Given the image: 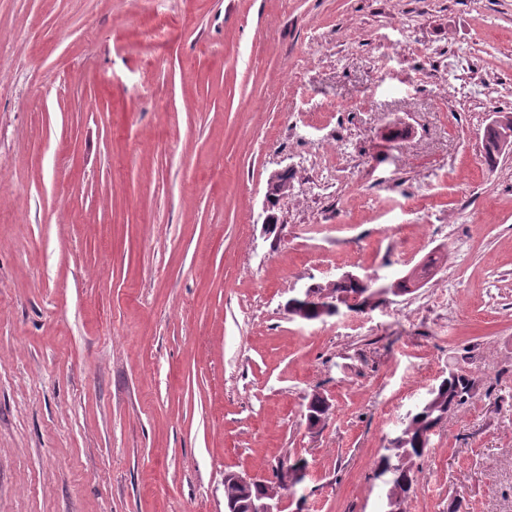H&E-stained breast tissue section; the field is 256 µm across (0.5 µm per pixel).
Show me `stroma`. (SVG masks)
I'll use <instances>...</instances> for the list:
<instances>
[{
  "mask_svg": "<svg viewBox=\"0 0 512 512\" xmlns=\"http://www.w3.org/2000/svg\"><path fill=\"white\" fill-rule=\"evenodd\" d=\"M499 112L512 0H0V512H226L225 473L296 458L285 512H381L376 465L452 370L484 380L407 512H512ZM431 253L372 311L288 314Z\"/></svg>",
  "mask_w": 512,
  "mask_h": 512,
  "instance_id": "obj_1",
  "label": "stroma"
}]
</instances>
